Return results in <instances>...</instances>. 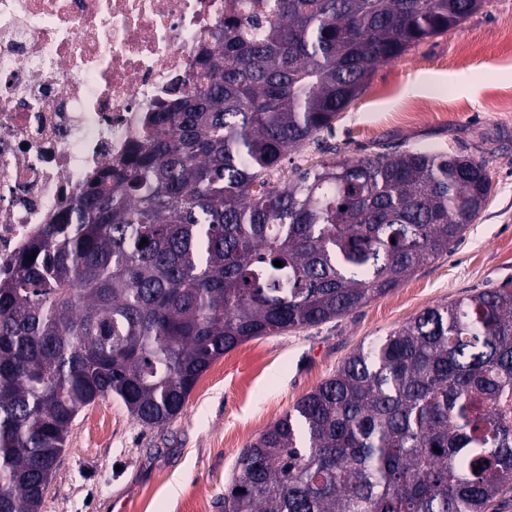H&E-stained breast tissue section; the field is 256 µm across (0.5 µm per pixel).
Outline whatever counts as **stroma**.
Segmentation results:
<instances>
[{
	"label": "stroma",
	"mask_w": 512,
	"mask_h": 512,
	"mask_svg": "<svg viewBox=\"0 0 512 512\" xmlns=\"http://www.w3.org/2000/svg\"><path fill=\"white\" fill-rule=\"evenodd\" d=\"M512 0H485L458 28L382 63L325 139L337 159L407 149L485 159L493 190L448 256L342 318L243 342L196 381L183 412L144 427L114 399L83 409L41 512H224L240 451L335 374L358 345L424 310L512 286Z\"/></svg>",
	"instance_id": "35a3bbf8"
}]
</instances>
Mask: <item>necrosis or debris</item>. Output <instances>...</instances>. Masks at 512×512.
Wrapping results in <instances>:
<instances>
[{
	"label": "necrosis or debris",
	"mask_w": 512,
	"mask_h": 512,
	"mask_svg": "<svg viewBox=\"0 0 512 512\" xmlns=\"http://www.w3.org/2000/svg\"><path fill=\"white\" fill-rule=\"evenodd\" d=\"M224 0H0V275L196 69Z\"/></svg>",
	"instance_id": "obj_1"
}]
</instances>
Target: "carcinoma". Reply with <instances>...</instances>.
Segmentation results:
<instances>
[{"label":"carcinoma","instance_id":"cac0c4a2","mask_svg":"<svg viewBox=\"0 0 512 512\" xmlns=\"http://www.w3.org/2000/svg\"><path fill=\"white\" fill-rule=\"evenodd\" d=\"M482 2H228L192 86L0 280V512H41L82 409L113 397L163 427L225 352L347 315L451 252L490 196L485 161L345 163L321 133L376 65ZM307 144L329 158L270 183ZM511 401L512 288L429 308L243 449L224 512H502Z\"/></svg>","mask_w":512,"mask_h":512}]
</instances>
